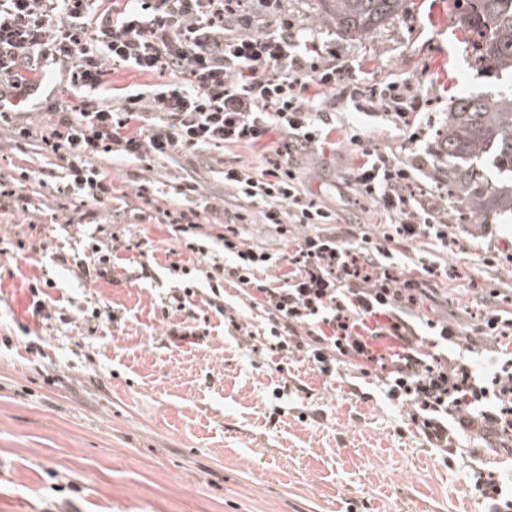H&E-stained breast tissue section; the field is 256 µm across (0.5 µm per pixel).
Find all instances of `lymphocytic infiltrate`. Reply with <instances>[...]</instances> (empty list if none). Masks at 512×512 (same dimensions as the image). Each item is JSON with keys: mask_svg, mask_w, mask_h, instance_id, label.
Returning <instances> with one entry per match:
<instances>
[{"mask_svg": "<svg viewBox=\"0 0 512 512\" xmlns=\"http://www.w3.org/2000/svg\"><path fill=\"white\" fill-rule=\"evenodd\" d=\"M252 27L244 0H0V120L11 142L39 143L58 160V193L84 204L111 200L112 181L100 166L111 154L168 163L281 135L283 158L259 172L222 168L224 187L232 200L261 207L264 223L282 234L304 224L310 233L280 254L246 244L234 229L210 238L214 254L231 259L213 271L267 313L271 350L308 348L327 376L354 360L361 375L382 381L390 401L410 406L412 425L432 447H447L458 432L493 445L512 439V359L486 388L468 358L485 337L512 336V316L488 310L468 338L458 322L426 319L434 344L463 343L454 358L426 348L410 323L443 275L433 254L455 242L447 211L409 192L418 164L363 150L353 185L382 213L384 228L344 241L331 230L338 213L304 191L296 163L323 149L341 103L405 121L421 111L422 96L408 81L357 82L354 68L294 25ZM50 60L68 70L76 105L53 113L46 127L13 118L10 105L27 98ZM111 65L175 78L127 86L116 106L105 80ZM174 190L187 205L171 230L198 251L201 216L211 207L192 176L179 177ZM395 241L414 245L412 273L398 274ZM379 338L397 341V349L375 352Z\"/></svg>", "mask_w": 512, "mask_h": 512, "instance_id": "1", "label": "lymphocytic infiltrate"}]
</instances>
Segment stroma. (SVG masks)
Listing matches in <instances>:
<instances>
[{"label":"stroma","instance_id":"stroma-1","mask_svg":"<svg viewBox=\"0 0 512 512\" xmlns=\"http://www.w3.org/2000/svg\"><path fill=\"white\" fill-rule=\"evenodd\" d=\"M257 27L288 18L334 46L359 82L407 80L426 105L412 127L349 111L330 149L299 157L304 189L339 212L343 227L381 231L375 206L352 180L363 147L421 163L415 191L446 201L458 247L436 255L456 269L420 313L476 327L488 307L512 312V215L485 225L449 199L435 158L437 131L456 97L491 91L471 69L469 35L454 0H406L397 17L364 37L316 22L318 0H245ZM361 144H352L348 130ZM268 148L240 145L193 155L185 168L223 206L221 166L264 168ZM115 198L81 206L58 194L36 146L0 148V180L30 201L0 216V507L7 512H488L471 488L481 475L512 479V452L459 440L442 452L408 424L373 377L342 365L321 375L305 353L267 350L261 318L239 287L210 300L208 256L171 233L161 164L104 160ZM29 169V180L18 178ZM237 229L272 253L288 244L257 209L240 205ZM113 245L116 264L93 274L86 243ZM498 252L497 264L483 254ZM189 263L174 276L171 263ZM38 284L42 312L17 311V290ZM191 287L190 305L176 295ZM191 330L171 337L173 327Z\"/></svg>","mask_w":512,"mask_h":512}]
</instances>
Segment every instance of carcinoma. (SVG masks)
<instances>
[{"label": "carcinoma", "instance_id": "1", "mask_svg": "<svg viewBox=\"0 0 512 512\" xmlns=\"http://www.w3.org/2000/svg\"><path fill=\"white\" fill-rule=\"evenodd\" d=\"M320 15L347 35H365L396 17L405 0H319ZM459 24L472 38L473 67L504 80L493 93L460 97L448 110L437 162L448 196L484 222L512 214V0H464Z\"/></svg>", "mask_w": 512, "mask_h": 512}]
</instances>
